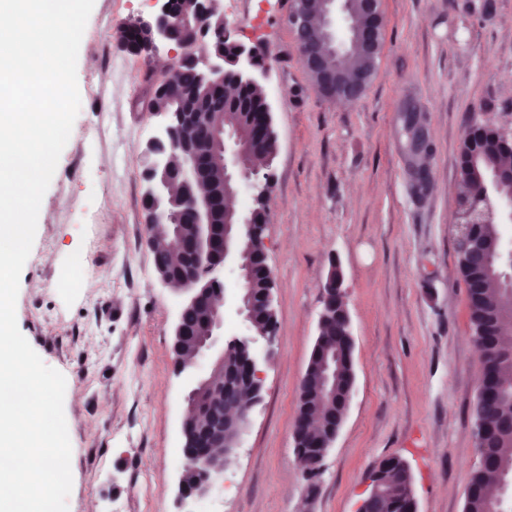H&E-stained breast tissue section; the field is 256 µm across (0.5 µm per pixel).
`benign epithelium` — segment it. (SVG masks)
<instances>
[{
  "mask_svg": "<svg viewBox=\"0 0 512 512\" xmlns=\"http://www.w3.org/2000/svg\"><path fill=\"white\" fill-rule=\"evenodd\" d=\"M365 23L357 25L353 21L355 13L350 8V0H325L321 13V23L314 27L310 15L315 10V0H293V10L289 15V26L294 35L304 67L316 76L315 87L329 98L355 101L361 97L372 79L366 71H344L328 66V59L349 55L354 47L373 59L381 52V36L384 17L381 0H360ZM171 0H163L159 11L147 21L140 22L148 50H153L158 42H170L178 49L173 64H185L197 68L201 78L212 84L226 81L224 54L217 50L196 52L193 43L202 40L205 31L212 32V40L221 39V27L206 29L199 26V20L224 13V0H195L193 18L175 19L173 10L167 8ZM235 78L244 84L257 83L250 69L256 67V52L243 45L237 47L234 60ZM162 86H157L147 103L152 112L169 116L161 136L148 146L149 165L144 180L146 182L145 201L150 205L154 224L147 227L152 239H167L177 251L172 258L168 250L153 251V263L157 268L176 265L180 272L203 278L213 284L207 295L209 301L205 330L199 333L188 324L186 312H181L176 326V335L193 336L196 349L193 356L179 366V372L186 374L190 386L186 395L189 408L183 422V454L187 470L198 475L194 486L182 484V495L191 496L202 490L211 473L223 466L221 457H229L236 448L241 434L246 429L253 406L260 400L262 391L261 365L267 362L272 353V345L277 335L278 322L270 324L261 334L255 333L258 318L275 315L274 288L276 283L267 265L265 231L267 224L257 223V213L242 215L234 210L230 202L242 190L250 193L255 200L262 202L263 217H268V200L273 185L270 170L272 157L276 154V135L272 128L271 115L265 113L266 120L259 124L252 141L242 139L235 128H227L219 123L212 126L206 138V150L194 158L191 165L176 164L169 151V145L176 131L194 130L201 115L200 106L189 105L176 112H168L155 106L156 96ZM417 121L416 129L409 134L407 154L418 158L428 154L431 144L420 113H412ZM271 146L265 157V165L259 169L245 158L255 156V146ZM224 166V191L221 200L224 206V226L216 231L209 226L208 252L213 260L204 261L200 250L179 230L164 223L166 204L172 197L173 186L180 189L181 198L192 204L196 200V190L202 185V174L208 162ZM411 183L414 195L426 192L428 174L418 165L411 166ZM512 223V200H492L484 192L477 195H460L455 201V228L457 250L467 256L471 264L481 266L497 258L501 274L495 280L500 294H512V238L499 237L495 248L489 250L475 233L479 224ZM248 240L252 253L253 268L263 278V288L258 293H243L240 288H228L217 276L219 269L232 264L236 278L243 276L241 251L243 240ZM342 274L331 270L324 285L323 309L319 317L318 331H323L326 323L339 321L341 327L342 351L326 350L319 357V363L308 364L303 376L304 384L314 383L317 394L325 396L328 390L336 392V408L323 412L322 405H304L298 412L293 440L295 455L305 463L308 472L314 473L331 448L346 418L353 384L343 390H336V361L340 356H349L353 340L351 320L344 302ZM230 317H237L244 326V332L224 338V323ZM235 347L242 351L239 368L224 365V351ZM319 421V438L307 444L306 426ZM408 468L398 457L382 460L369 478L368 492L362 499L357 512H385L386 499L379 492L380 470L395 467ZM502 498L498 499L493 512H501L502 507L512 501L508 488L512 487V473L507 469L495 472Z\"/></svg>",
  "mask_w": 512,
  "mask_h": 512,
  "instance_id": "7a95c632",
  "label": "benign epithelium"
}]
</instances>
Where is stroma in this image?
<instances>
[{
    "label": "stroma",
    "mask_w": 512,
    "mask_h": 512,
    "mask_svg": "<svg viewBox=\"0 0 512 512\" xmlns=\"http://www.w3.org/2000/svg\"><path fill=\"white\" fill-rule=\"evenodd\" d=\"M292 0H224L235 42L257 48L277 134L266 228L279 323L262 398L208 512H357L383 458L410 467L417 512H464L479 454L481 372L458 272L460 147L476 122L512 126V0H382L386 26L364 95L338 105L304 70ZM157 0H95L77 58L80 111L42 199L23 267L17 324L66 380L68 512H192L182 424L189 390L173 355L191 291L165 284L146 244L145 150L166 118L146 102L155 58L118 26ZM433 145L431 187L412 195L402 108ZM343 274L354 339L347 417L317 473L293 451L300 382L318 336L322 286ZM79 268V283L67 272Z\"/></svg>",
    "instance_id": "35a3bbf8"
}]
</instances>
